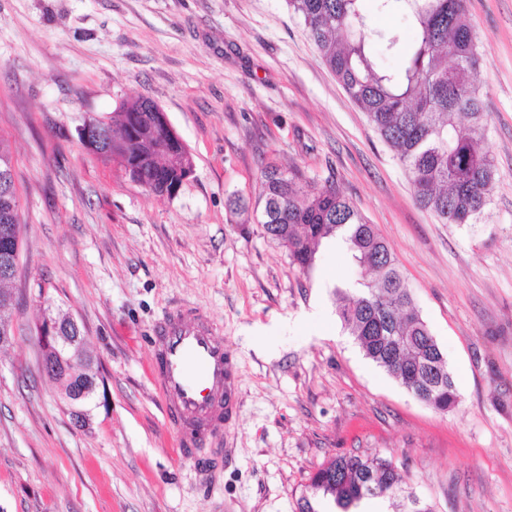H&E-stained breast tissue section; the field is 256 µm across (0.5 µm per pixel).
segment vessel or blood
Masks as SVG:
<instances>
[{
  "mask_svg": "<svg viewBox=\"0 0 512 512\" xmlns=\"http://www.w3.org/2000/svg\"><path fill=\"white\" fill-rule=\"evenodd\" d=\"M155 370L164 409L178 428L180 449L197 446L207 430L237 411L238 385L224 341L202 313L169 312L154 328Z\"/></svg>",
  "mask_w": 512,
  "mask_h": 512,
  "instance_id": "vessel-or-blood-1",
  "label": "vessel or blood"
}]
</instances>
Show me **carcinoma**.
<instances>
[{"label": "carcinoma", "mask_w": 512, "mask_h": 512, "mask_svg": "<svg viewBox=\"0 0 512 512\" xmlns=\"http://www.w3.org/2000/svg\"><path fill=\"white\" fill-rule=\"evenodd\" d=\"M366 0H288L304 23L323 62L405 168L417 204L443 224L477 223L492 199L496 170L483 149L489 118L473 80L480 55L465 0H374L377 10L403 13L416 37L402 67L391 70L382 55L400 43L393 33L368 24ZM162 110L149 98L126 100L115 117L94 120L106 161L117 162L131 181L169 197L194 168L188 147L171 145ZM228 205L260 213L258 223L288 248L307 272L314 246L340 238L359 273L355 287H338V315L365 356L409 393L435 410L457 404L447 360L416 310L410 289L389 244L376 227L327 179L306 180L298 168L269 163L261 170L255 204L233 194ZM22 204L11 151L0 140V249L8 232L12 252L20 250ZM330 496L341 512L364 499L382 498L391 512L414 511V494L391 460L337 456L312 477L299 512H319L318 495Z\"/></svg>", "instance_id": "obj_1"}]
</instances>
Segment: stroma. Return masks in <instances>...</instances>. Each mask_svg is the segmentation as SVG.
Segmentation results:
<instances>
[{
	"instance_id": "1",
	"label": "stroma",
	"mask_w": 512,
	"mask_h": 512,
	"mask_svg": "<svg viewBox=\"0 0 512 512\" xmlns=\"http://www.w3.org/2000/svg\"><path fill=\"white\" fill-rule=\"evenodd\" d=\"M496 181L476 224H442L323 63L287 0H0V139L22 253L0 347V512H298L340 455L381 456L434 512H512V0H467ZM154 100L194 156L171 197L80 142L84 120ZM336 184L389 243L444 353L440 412L367 359L336 313L358 274L335 241L309 272L256 220L267 163ZM99 370L76 427L43 372L41 296ZM209 315L239 408L183 455L156 390L153 328ZM214 457L212 479L195 462Z\"/></svg>"
}]
</instances>
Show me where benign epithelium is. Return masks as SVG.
<instances>
[{"instance_id":"benign-epithelium-1","label":"benign epithelium","mask_w":512,"mask_h":512,"mask_svg":"<svg viewBox=\"0 0 512 512\" xmlns=\"http://www.w3.org/2000/svg\"><path fill=\"white\" fill-rule=\"evenodd\" d=\"M78 326L73 317L64 322L47 306L37 326V340L45 374L58 383L68 401L79 403L92 396L97 388L98 372L84 351V336L70 335Z\"/></svg>"}]
</instances>
